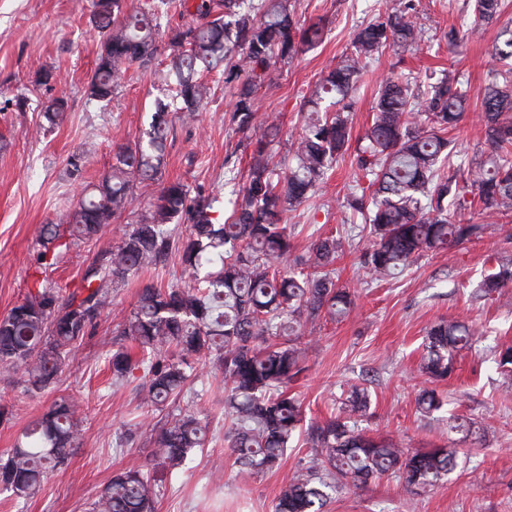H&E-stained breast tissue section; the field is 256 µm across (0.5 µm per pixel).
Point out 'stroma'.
I'll use <instances>...</instances> for the list:
<instances>
[{
    "label": "stroma",
    "mask_w": 512,
    "mask_h": 512,
    "mask_svg": "<svg viewBox=\"0 0 512 512\" xmlns=\"http://www.w3.org/2000/svg\"><path fill=\"white\" fill-rule=\"evenodd\" d=\"M375 0H295V15L308 24L323 21L325 41L288 65L271 67L254 96L258 116L276 115L281 133L271 143L273 162L288 155L291 137L302 122L303 104L314 85L335 66L354 33L373 17ZM465 0H420L425 29L422 50L406 54L404 72L422 75L454 65L469 79L470 98L480 102L489 74L498 63L491 55L497 28L490 25L456 46L443 34L459 24ZM92 0H0V315L20 303L35 279L43 224L65 222L87 187L101 181L115 162L117 146L137 141L155 100L171 99L167 63L172 51L160 41L151 68L131 65L109 104L90 99L85 87L98 63L102 36L92 23ZM397 57L383 49L369 63L358 85L352 136L360 138L373 120L379 84ZM52 71L46 84L39 78ZM210 93L194 119L172 115L163 178L182 182L191 193L216 196L213 217L223 222L225 201L241 183L250 150L245 132L232 120L234 86L222 75H204ZM65 96L68 111L60 124L44 112ZM90 167L74 172V158ZM354 174V155L346 153L315 195L288 223L299 226L294 256L306 253L312 236L344 235L353 242L335 264L340 283L353 291L354 309L340 321L322 317L305 327V372L290 391L303 403L306 418L323 420L338 413L350 385L371 380L372 416L361 426L372 436L391 438L411 449L448 441V420L476 423L486 439L461 446L458 465L447 483L409 496L400 482L384 476L356 488L345 486L329 512H512V381L491 358L496 346H512V288L477 298L473 290L488 269L487 259L512 235V218L478 215L487 224L484 238L447 252L426 253L402 274L382 281L367 276L358 256L365 234L348 220L345 196ZM116 232L81 241L43 274L49 286L71 290L81 285L83 268L113 246ZM183 279L178 254L164 266L144 271L113 294L112 305L85 336L57 383L42 392L28 388L19 374L0 369V459H7L16 438L55 401L75 400L82 420V441L68 464L49 471L39 493L29 500L0 494V512H91L112 476L137 470L152 458L142 438L131 436L134 423L153 424L160 411L143 406L131 383L113 384L106 354L113 332L134 309L147 285L167 287ZM465 320L480 337L463 351L437 391L446 405L425 418L416 398L427 383L418 373L422 339L439 320ZM196 376L178 397L176 408L198 413L208 424L204 447L195 449L180 469L156 468L154 512H274L283 485L310 453L297 436L281 464L249 482L237 478L235 455L224 440V379L196 365Z\"/></svg>",
    "instance_id": "35a3bbf8"
}]
</instances>
